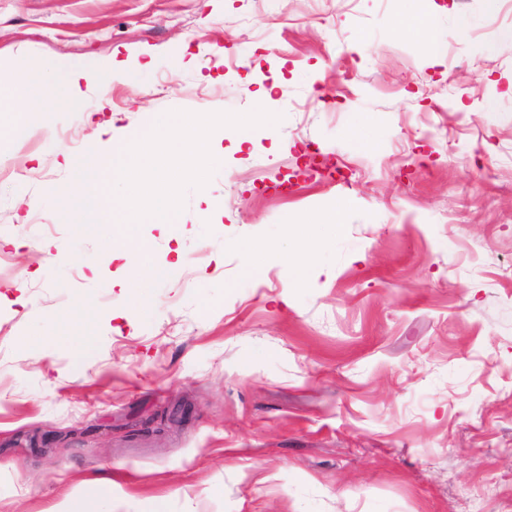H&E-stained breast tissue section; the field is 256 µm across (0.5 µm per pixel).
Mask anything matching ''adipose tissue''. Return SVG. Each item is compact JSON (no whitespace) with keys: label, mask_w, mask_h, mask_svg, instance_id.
Segmentation results:
<instances>
[{"label":"adipose tissue","mask_w":512,"mask_h":512,"mask_svg":"<svg viewBox=\"0 0 512 512\" xmlns=\"http://www.w3.org/2000/svg\"><path fill=\"white\" fill-rule=\"evenodd\" d=\"M395 30L398 35L414 37L432 63L440 62L443 40L433 18L404 15ZM62 85L51 65L37 75L21 73L0 78V136L18 138L26 134L33 119L56 101Z\"/></svg>","instance_id":"obj_1"}]
</instances>
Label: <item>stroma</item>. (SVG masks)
Returning <instances> with one entry per match:
<instances>
[{
    "mask_svg": "<svg viewBox=\"0 0 512 512\" xmlns=\"http://www.w3.org/2000/svg\"><path fill=\"white\" fill-rule=\"evenodd\" d=\"M510 33L502 0H0V75L80 102L0 139V512H512ZM259 105L177 229L135 226L166 276L48 193L158 114ZM395 30L400 36L414 37L432 63L440 62L443 56V39L432 17L419 19L403 15L398 19Z\"/></svg>",
    "mask_w": 512,
    "mask_h": 512,
    "instance_id": "1",
    "label": "stroma"
}]
</instances>
